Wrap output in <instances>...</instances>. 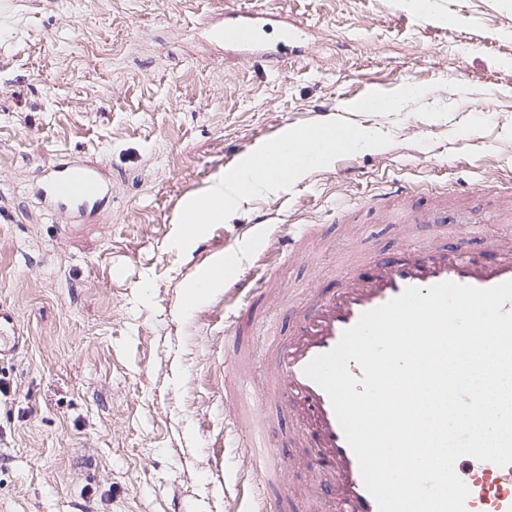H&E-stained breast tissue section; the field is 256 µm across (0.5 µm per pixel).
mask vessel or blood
Masks as SVG:
<instances>
[{"instance_id":"obj_1","label":"vessel or blood","mask_w":512,"mask_h":512,"mask_svg":"<svg viewBox=\"0 0 512 512\" xmlns=\"http://www.w3.org/2000/svg\"><path fill=\"white\" fill-rule=\"evenodd\" d=\"M260 26L257 20L224 25V42L246 52L255 50ZM102 193L98 169L70 160L57 164L53 176L38 190L41 202L53 211L69 207L84 211L97 205ZM417 195L416 187L400 185L367 197L364 205L383 212L392 202H399L395 221L403 234L410 235L431 223L432 210L445 205L438 197L432 210L422 209L416 203ZM317 235L312 224L299 235L288 236V258H310L307 244ZM445 281L478 288L512 281V236H494L476 245L470 233L455 234L453 242L447 243L434 231L395 256L379 260L351 257L335 291L328 294L310 287L300 300L287 288L258 285L243 276L226 282L225 302L263 296L291 315L288 333L270 339L265 349L228 356L224 365V395L246 410L245 417L233 420L242 457L256 489L272 483L283 488L277 512H378L328 395L305 375L304 368L315 356L333 349L362 313L389 302L407 287L428 288ZM23 342L14 316L0 309V358L15 354ZM259 361L265 363L267 375L257 387L251 383L250 372ZM272 405L293 422L289 442L299 450L294 459L281 458L264 429ZM295 466L305 467L304 482L290 480ZM454 467L470 470L465 481L469 490L466 512H512V464L500 466L465 455Z\"/></svg>"}]
</instances>
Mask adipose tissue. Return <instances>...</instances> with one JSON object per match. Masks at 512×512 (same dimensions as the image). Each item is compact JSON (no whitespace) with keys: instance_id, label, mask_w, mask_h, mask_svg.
I'll use <instances>...</instances> for the list:
<instances>
[{"instance_id":"obj_1","label":"adipose tissue","mask_w":512,"mask_h":512,"mask_svg":"<svg viewBox=\"0 0 512 512\" xmlns=\"http://www.w3.org/2000/svg\"><path fill=\"white\" fill-rule=\"evenodd\" d=\"M382 141L381 133L370 127L356 128L350 140H342L332 122L281 131L256 151L245 155L236 175L217 174L183 201L173 217L174 223L182 227L181 243H191L204 225L223 223L225 210L257 194L277 193L290 179L302 177L310 166L329 163L339 148L363 151ZM298 146L306 148L305 159L284 167L285 157Z\"/></svg>"}]
</instances>
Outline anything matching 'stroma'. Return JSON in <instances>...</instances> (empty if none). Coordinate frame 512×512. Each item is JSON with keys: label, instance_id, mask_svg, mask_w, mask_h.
<instances>
[{"label": "stroma", "instance_id": "35a3bbf8", "mask_svg": "<svg viewBox=\"0 0 512 512\" xmlns=\"http://www.w3.org/2000/svg\"><path fill=\"white\" fill-rule=\"evenodd\" d=\"M0 19V308L27 341L0 360V512H246L233 407L224 396V290L193 284L217 256L230 274L331 290L340 255L405 246L361 208L391 182L448 192L440 224L487 217L512 194V0H8ZM266 13L265 55L245 59L210 20ZM303 23L286 39L284 21ZM390 109H368L376 98ZM381 129L274 195L254 196L178 247L172 217L220 170L286 128L324 120ZM96 166L85 214L36 192L52 166ZM358 214L355 236L333 227ZM326 226L313 262L279 256ZM268 251L270 265L256 262ZM284 311L258 301L233 337L260 347Z\"/></svg>", "mask_w": 512, "mask_h": 512}]
</instances>
